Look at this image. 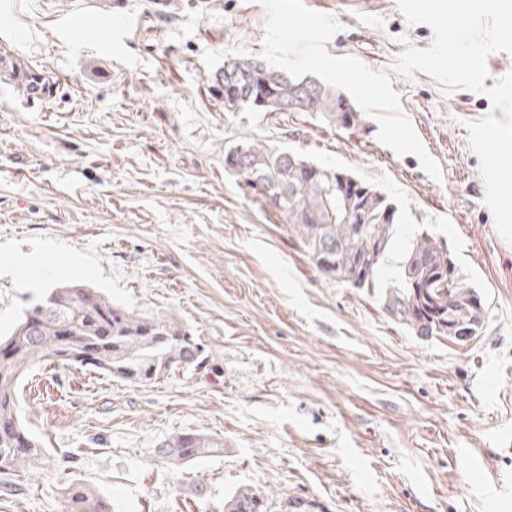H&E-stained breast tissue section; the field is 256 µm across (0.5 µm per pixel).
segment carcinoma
<instances>
[{
  "instance_id": "obj_1",
  "label": "carcinoma",
  "mask_w": 512,
  "mask_h": 512,
  "mask_svg": "<svg viewBox=\"0 0 512 512\" xmlns=\"http://www.w3.org/2000/svg\"><path fill=\"white\" fill-rule=\"evenodd\" d=\"M222 82L212 87L234 88L224 111L308 112L336 127L359 125L360 113L344 94L316 79L273 69L246 58H228ZM267 104L254 107L259 96ZM243 149L255 165L237 174L263 198L272 213L297 235L309 259L329 282L352 288H373L391 248L397 207L378 189L350 171L305 159L243 136L224 153V161ZM362 190L353 198L336 195L339 177ZM424 282L428 287L421 288ZM84 286L67 284L51 289L24 309L0 345L10 349L0 361V419L12 424L0 437V484L9 488L21 473L43 458L39 443L18 415V389L23 377L65 349L76 339L78 352L70 364L88 367L110 377L141 386L154 385L176 372L203 362L198 337L173 314L130 310L94 291L88 304ZM383 305L399 323L426 338L443 336L454 324H465L472 336L481 333L484 306L481 296L460 279L447 246L425 231L410 242L399 272L384 293ZM224 450L218 438L197 433H173L152 451L154 463L188 465ZM64 512H111L107 497L71 481L62 488ZM267 495L239 486L224 495V512H267Z\"/></svg>"
}]
</instances>
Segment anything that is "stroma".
Instances as JSON below:
<instances>
[{"instance_id":"35a3bbf8","label":"stroma","mask_w":512,"mask_h":512,"mask_svg":"<svg viewBox=\"0 0 512 512\" xmlns=\"http://www.w3.org/2000/svg\"><path fill=\"white\" fill-rule=\"evenodd\" d=\"M0 0V334L40 292L97 288L177 314L206 360L138 386L75 366L28 372L20 417L44 450L0 512H62L71 479L112 512H223L248 485L269 512H512V244L484 204L467 122L487 97L391 71L433 32L398 0ZM231 56L338 87L359 130L305 112H228ZM249 135L353 172L398 209L395 266L418 230L481 295L469 343L424 338L379 292L328 282L224 152ZM224 450L154 465L169 434ZM73 453L61 470L64 453Z\"/></svg>"}]
</instances>
